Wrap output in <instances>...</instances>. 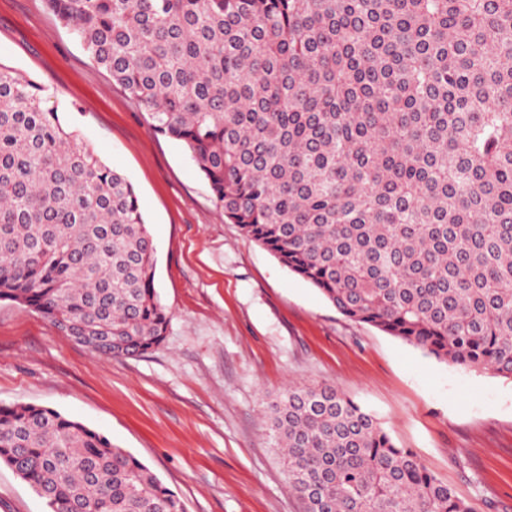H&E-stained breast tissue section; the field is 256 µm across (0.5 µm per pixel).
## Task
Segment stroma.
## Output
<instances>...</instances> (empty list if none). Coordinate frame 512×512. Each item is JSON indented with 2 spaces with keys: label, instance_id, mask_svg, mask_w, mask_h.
<instances>
[{
  "label": "stroma",
  "instance_id": "stroma-1",
  "mask_svg": "<svg viewBox=\"0 0 512 512\" xmlns=\"http://www.w3.org/2000/svg\"><path fill=\"white\" fill-rule=\"evenodd\" d=\"M0 64L40 85L46 106L131 181L169 316L158 349L112 358L0 301V404L49 407L106 435L186 512H303L264 412L288 385L325 383L475 512H512V378L349 319L245 237L186 148L149 126L43 0H0ZM0 512H47L3 464Z\"/></svg>",
  "mask_w": 512,
  "mask_h": 512
}]
</instances>
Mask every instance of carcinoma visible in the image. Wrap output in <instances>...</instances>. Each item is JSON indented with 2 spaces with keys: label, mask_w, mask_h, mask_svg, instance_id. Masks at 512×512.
Returning a JSON list of instances; mask_svg holds the SVG:
<instances>
[{
  "label": "carcinoma",
  "mask_w": 512,
  "mask_h": 512,
  "mask_svg": "<svg viewBox=\"0 0 512 512\" xmlns=\"http://www.w3.org/2000/svg\"><path fill=\"white\" fill-rule=\"evenodd\" d=\"M181 142L224 217L346 317L512 378V0H45ZM133 185L0 64V299L110 357L169 317ZM269 437L303 512H474L329 385ZM48 512H185L105 435L0 405Z\"/></svg>",
  "instance_id": "cac0c4a2"
}]
</instances>
